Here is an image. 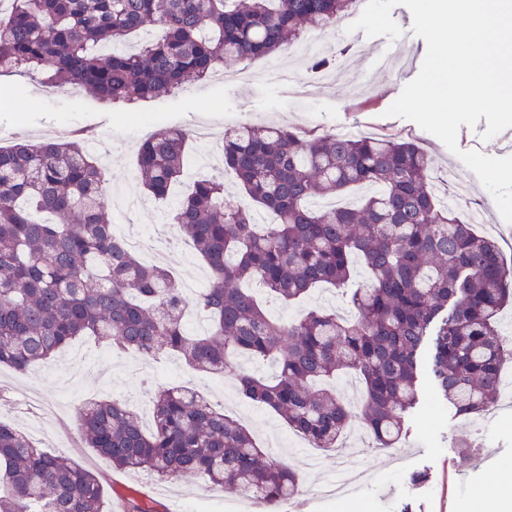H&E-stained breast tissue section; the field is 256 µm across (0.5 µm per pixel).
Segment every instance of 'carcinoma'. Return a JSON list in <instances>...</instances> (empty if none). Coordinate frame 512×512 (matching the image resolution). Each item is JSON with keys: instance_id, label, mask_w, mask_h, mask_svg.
Here are the masks:
<instances>
[{"instance_id": "obj_1", "label": "carcinoma", "mask_w": 512, "mask_h": 512, "mask_svg": "<svg viewBox=\"0 0 512 512\" xmlns=\"http://www.w3.org/2000/svg\"><path fill=\"white\" fill-rule=\"evenodd\" d=\"M0 75L39 72L55 88L103 103L169 96L227 58L267 57L322 31L356 0H7ZM164 29L123 49L128 36ZM191 131L162 128L137 149L144 191L157 200L183 181ZM224 177L192 181L172 212L209 272L187 298L167 267L113 238L103 173L75 136L0 146V366L24 372L83 336L144 359L171 354L193 371L229 375L245 399L278 414L317 448H335L360 417L382 448L406 433L423 376L459 416L501 398L512 344V266L500 244L444 205L433 161L413 141L302 135L243 123L224 133ZM271 214L259 223L253 210ZM366 285L352 286L357 268ZM345 293L342 316L323 307L272 318L267 303L322 287ZM270 361L266 376L240 360ZM352 374L354 409L329 382ZM153 424L116 401L79 409L84 446L118 470L160 481L185 472L276 508L298 474L260 448L235 417L173 386L151 393ZM0 512H104L99 477L38 448L0 422Z\"/></svg>"}]
</instances>
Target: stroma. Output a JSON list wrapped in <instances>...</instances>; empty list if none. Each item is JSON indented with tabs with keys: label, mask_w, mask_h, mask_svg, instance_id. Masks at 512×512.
<instances>
[{
	"label": "stroma",
	"mask_w": 512,
	"mask_h": 512,
	"mask_svg": "<svg viewBox=\"0 0 512 512\" xmlns=\"http://www.w3.org/2000/svg\"><path fill=\"white\" fill-rule=\"evenodd\" d=\"M6 83L19 85L21 91L0 97V145H9L20 129L35 141L65 127L97 134L108 149L101 164L104 184L112 189L107 202L116 224L137 228L171 224V201L152 202L149 209L138 213L126 212L124 207L125 191L140 189L136 146L150 132L168 127L191 129L199 124L227 131L244 122H265L336 132L346 126L357 135L380 133L413 140L433 159L436 169L451 166L460 171L466 206L482 209L487 217L481 232L498 239L507 226L491 193L439 139L410 120L387 116L404 84L383 74L375 75L364 98L353 99L343 85L332 83L298 104L282 83L258 81L243 86L218 76L191 83L171 96L120 108L82 93L43 95L36 73L1 76L0 84ZM486 128L483 119L473 128L460 126L459 149L512 156V128L487 141L482 138ZM71 348L94 363L99 376H80L60 356L22 373L2 367L0 381L9 390L0 402V422L35 430L41 447L72 457L98 473L107 512H167L174 497L192 499L213 493V486L196 475L185 473L174 483H158L143 473L133 476L113 469L108 459L82 447L78 424L82 405L99 399L123 404L144 401L150 385L142 375L128 371L125 359L113 356L93 339L76 340ZM32 396L43 405L62 396L67 402L49 425L21 413V406ZM251 411L246 427L262 444L268 436H275L273 456L299 469L303 486L325 485L340 465L352 475L358 469L367 470L369 483L353 492L359 512H476L478 496L494 493L502 467L512 465V408L479 418L459 416L426 381L406 419L404 439L394 448H370L359 468L351 459H338L335 450L329 449L313 471H303L302 437L271 410Z\"/></svg>",
	"instance_id": "1"
}]
</instances>
